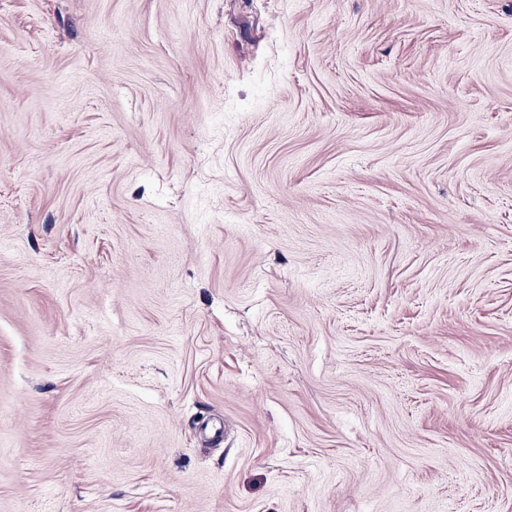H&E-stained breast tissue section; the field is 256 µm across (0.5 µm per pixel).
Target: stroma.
I'll list each match as a JSON object with an SVG mask.
<instances>
[{
  "instance_id": "stroma-1",
  "label": "stroma",
  "mask_w": 512,
  "mask_h": 512,
  "mask_svg": "<svg viewBox=\"0 0 512 512\" xmlns=\"http://www.w3.org/2000/svg\"><path fill=\"white\" fill-rule=\"evenodd\" d=\"M0 512H512V0H0Z\"/></svg>"
}]
</instances>
